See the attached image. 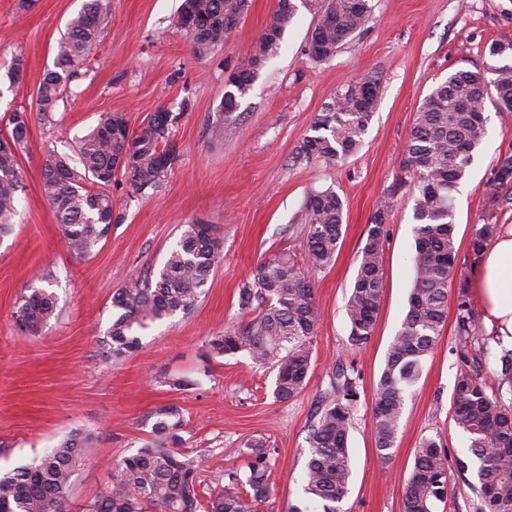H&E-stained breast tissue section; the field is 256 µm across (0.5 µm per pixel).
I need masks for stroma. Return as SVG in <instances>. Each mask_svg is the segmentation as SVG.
Listing matches in <instances>:
<instances>
[{
	"label": "stroma",
	"instance_id": "1",
	"mask_svg": "<svg viewBox=\"0 0 512 512\" xmlns=\"http://www.w3.org/2000/svg\"><path fill=\"white\" fill-rule=\"evenodd\" d=\"M182 0H112L111 14L68 97L42 120L35 101L67 21L84 0H0V132L11 111L30 114L19 155L23 188L9 234L0 235V471L24 466L69 435H92L72 478L73 506L92 502L111 483L124 456L150 437L162 406L184 415V451L204 455L202 491H219L228 471L243 464V444L263 438L271 452L274 487L262 512H287L303 501L308 434L319 408L334 397L331 368L347 371L359 394L349 434L352 477L340 512H401L414 452L421 438L441 435L448 453V497L435 512H474L475 469L456 461L468 441L451 420L459 366L455 315L447 322L421 377L406 396L391 460L380 461L372 438L376 386L387 350L408 309L414 252L416 192L404 174L408 135L422 100L451 72L483 66L487 46L512 40V0H373L369 22L327 61L308 55L314 16L298 9L278 53L263 65L237 109L235 133L211 141L207 117L222 102L231 71L246 66L248 49L269 24L277 0H252L223 47L197 51L177 23ZM25 69L17 83L6 70L13 57ZM379 81L378 106L362 148L328 168L297 159L296 149L336 94L360 76ZM165 110L177 120L170 138L178 158L161 188L134 192L117 177L115 221L94 252L68 248L41 190L53 155L73 154L77 140L102 114L118 112L131 129ZM487 134L467 177L454 193L456 275L473 280L478 259L469 242L483 216L512 224V202L491 203L494 168L512 152V113L487 106ZM332 188L344 202L336 259L313 273L321 323L312 366L295 398H274L275 373L247 354L217 356L210 337L241 323L237 290L262 260L281 251L301 255L293 219L313 189ZM390 204L384 288L375 332L349 348L345 304L371 220ZM207 224L217 262L205 295L188 314L176 313L140 330L132 355L106 360L101 340L116 317L115 290L159 270L179 238V225ZM47 269V282L35 277ZM47 286L57 320L38 336L21 335L13 311L26 289ZM181 376L189 385L170 388Z\"/></svg>",
	"mask_w": 512,
	"mask_h": 512
}]
</instances>
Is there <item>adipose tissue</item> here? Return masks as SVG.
<instances>
[{
	"label": "adipose tissue",
	"instance_id": "ef3b65f1",
	"mask_svg": "<svg viewBox=\"0 0 512 512\" xmlns=\"http://www.w3.org/2000/svg\"><path fill=\"white\" fill-rule=\"evenodd\" d=\"M472 288L504 341L512 343V225L481 254Z\"/></svg>",
	"mask_w": 512,
	"mask_h": 512
}]
</instances>
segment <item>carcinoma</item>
<instances>
[{
    "instance_id": "1",
    "label": "carcinoma",
    "mask_w": 512,
    "mask_h": 512,
    "mask_svg": "<svg viewBox=\"0 0 512 512\" xmlns=\"http://www.w3.org/2000/svg\"><path fill=\"white\" fill-rule=\"evenodd\" d=\"M302 4L316 17L308 50L312 60L333 57L368 22L371 0H277L273 17L250 49V66L233 71L232 94L208 116L211 139L232 134L239 99L275 53ZM251 0H182L178 24L194 46L210 50L224 45ZM110 0H86L67 22L58 40L54 68L40 80L36 112L53 116L64 93L99 41ZM490 62L481 68L459 69L423 99L410 131L403 167L417 191L414 277L409 309L391 342L377 384L373 409L375 447L383 462L392 457L406 393L419 381L425 358L431 353L447 321L448 284L453 282L457 250L452 192L466 177L474 153L487 133V103L500 112H512V40L488 47ZM378 81H352L327 104L305 137L297 158L334 165L355 153L377 107ZM174 117L151 115L133 131L119 113L102 116L77 142L76 158L58 156L46 163L42 191L60 224L69 249L90 255L112 228V177L120 174L138 192L160 188L177 160L168 142ZM9 135L0 137V234L9 231L22 189L19 150L29 134V116L13 113ZM512 190V155L499 158L492 201ZM389 205L373 217L354 282L346 301L348 344L365 346L373 336L381 303L384 238ZM344 219V202L336 191L308 193L295 223L300 225L306 266L280 253L260 263L238 289V309L254 314L240 325L210 338L209 351L220 355L247 352L253 363L276 370L273 394L280 401L298 396L311 367L313 337L320 324L310 273L335 261ZM492 218L478 224L470 247L480 255L497 234ZM180 237L155 280L134 278L112 295L117 317L102 340L107 359L137 351V329L145 321L187 313L205 295L217 253L211 229L205 224L180 225ZM456 336L460 365L455 375L452 420L478 462V484L470 486L475 512H512V404L489 391L486 359L489 338L477 335V315L466 283L459 281L455 297ZM57 317L55 296L46 288H31L16 302L14 319L27 336H39ZM336 398L325 405L311 425L303 488L306 505L288 512H339L337 504L349 491L352 476L349 429L357 390L342 370H332ZM151 438L136 453L123 457L109 490L81 512H199L202 455L180 451L185 422L179 408L163 406L153 414ZM88 434L75 433L47 450L31 464L0 474V512H71V479L87 445ZM271 449L260 440L244 443L242 468L229 472V483L208 505V512H260L272 493ZM447 453L439 435L421 439L406 482L402 512H434L436 502L448 497Z\"/></svg>"
}]
</instances>
